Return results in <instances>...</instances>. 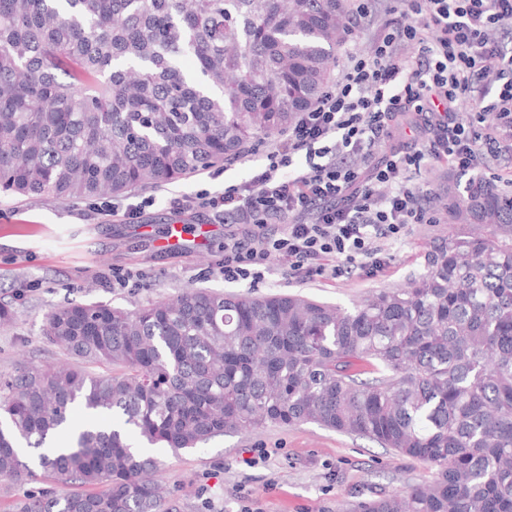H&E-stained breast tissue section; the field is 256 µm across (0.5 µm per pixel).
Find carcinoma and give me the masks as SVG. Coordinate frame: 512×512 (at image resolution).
Returning a JSON list of instances; mask_svg holds the SVG:
<instances>
[{
  "label": "carcinoma",
  "instance_id": "1",
  "mask_svg": "<svg viewBox=\"0 0 512 512\" xmlns=\"http://www.w3.org/2000/svg\"><path fill=\"white\" fill-rule=\"evenodd\" d=\"M347 16L348 0H0V193L119 197L237 156L315 104ZM446 209L484 234L448 236L424 275L350 310L207 288L51 307L44 335L71 361L0 395V480L54 485L16 512H170L132 438L178 452L301 422L433 470L344 512H512V197L479 178Z\"/></svg>",
  "mask_w": 512,
  "mask_h": 512
}]
</instances>
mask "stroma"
Listing matches in <instances>:
<instances>
[{"mask_svg": "<svg viewBox=\"0 0 512 512\" xmlns=\"http://www.w3.org/2000/svg\"><path fill=\"white\" fill-rule=\"evenodd\" d=\"M250 177L246 167L217 166L136 190L123 196V203L148 195L155 202L130 219L103 213L100 198L73 204L1 196L0 300L14 305L16 319L0 330V386L21 365L64 361L63 352L43 334L44 314L57 304L93 298L132 310L190 287L246 296L292 293L350 308L377 290L405 287L425 273L432 246L469 230L448 222L409 225L399 240L384 242L391 261L374 277L357 272L300 284L275 265L258 285L228 284L214 269L225 239L242 236L243 226L212 224L196 211L175 213L170 200ZM168 224L182 225L183 247H162L161 231ZM116 267L132 271L136 286L113 287ZM262 448L268 456L259 462L255 456ZM150 454L162 462V479L175 490L176 512H240L245 505L252 512H338L343 505L376 499L431 476L420 461L310 423L227 433L179 454L154 446Z\"/></svg>", "mask_w": 512, "mask_h": 512, "instance_id": "obj_1", "label": "stroma"}]
</instances>
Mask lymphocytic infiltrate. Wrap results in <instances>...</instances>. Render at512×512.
<instances>
[{
    "instance_id": "obj_1",
    "label": "lymphocytic infiltrate",
    "mask_w": 512,
    "mask_h": 512,
    "mask_svg": "<svg viewBox=\"0 0 512 512\" xmlns=\"http://www.w3.org/2000/svg\"><path fill=\"white\" fill-rule=\"evenodd\" d=\"M509 39L512 0H392L372 58L347 53L333 86L262 155L237 156L248 182L170 204L249 227L224 244L225 282H260L275 263L309 282L335 276L339 258L376 275L390 261L380 240L442 221L413 181L425 161L512 185ZM466 99L476 106L464 114Z\"/></svg>"
}]
</instances>
